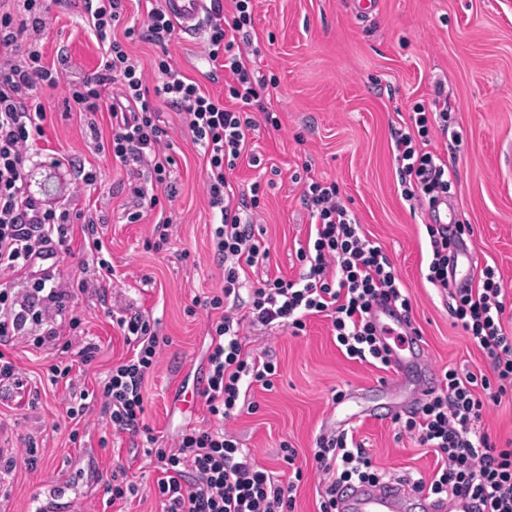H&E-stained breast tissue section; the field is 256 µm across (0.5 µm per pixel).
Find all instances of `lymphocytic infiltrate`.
Segmentation results:
<instances>
[{
  "mask_svg": "<svg viewBox=\"0 0 512 512\" xmlns=\"http://www.w3.org/2000/svg\"><path fill=\"white\" fill-rule=\"evenodd\" d=\"M210 0L205 58L210 79L228 72L223 97L206 93L201 84L176 67L166 50L175 25L161 7L151 6L144 25L124 23L123 0H87L90 27L101 43L102 61L92 75L72 82L68 101L80 112L108 110L112 135L100 151L123 165L147 168L153 185L176 191L170 181L175 159L169 131L162 126L157 101L177 108L193 143L205 161V191L212 210L211 242L224 267L219 293L201 301L208 313L210 344L206 353L204 386L199 395L215 422L214 428H185L176 448L156 447V438L143 422V384L157 366L161 342L155 322L140 312L119 316L116 324L132 344V357L113 366L101 381L103 408L113 429L131 437H145L147 456L155 458L162 476L151 489L162 512H293L303 481L299 452L290 445L280 450L288 481H280L259 466L251 451L223 424L239 414L243 386L274 387L276 367L267 359L248 357L242 350L245 325L285 328L298 336L308 318H327L339 348L349 359L388 369L389 350L371 321L379 299L391 300L403 316L412 302L401 286L398 271L381 246L363 233L354 215L342 204L336 183L308 179L303 201L315 220V232L296 252L302 267L297 278L259 279L244 286L247 268L269 257L263 238L256 235L245 215L258 208L260 183L249 193H236L227 173L247 154L248 136L262 112L265 124L280 129L277 112L263 101L267 87L244 53L253 27V0ZM24 14L0 13V275L24 271L23 292L0 282V381L17 377L16 367L3 352L19 341L41 348L55 344L58 321L70 313V289L56 285L43 263L55 258L70 236L69 212L36 204L26 187V164L43 134L46 114L38 101L44 87L56 84L36 45H23L25 34L45 25V0H23ZM123 28L116 38L115 28ZM143 40L159 47L155 67L160 80L147 87L137 63L128 54L126 40ZM448 104L433 98L415 104L408 123L394 133L402 197L411 203L434 205L447 197L452 179L447 161L430 151L434 134H447ZM429 262L426 280L441 291L448 289V255L457 239L471 232L468 224L447 230L440 224L426 227ZM448 311L468 339L487 359L490 373L443 370L439 388L407 414L393 421L401 434L434 451L441 465L430 480L411 484L418 493L442 500L469 497L481 512H512V438L492 441L477 428L488 403L512 395V329L506 328V303L496 267L484 265L475 284L449 291ZM245 306L242 316L226 314V304ZM321 474L318 512H336L339 489L383 481L385 471L354 433L321 434L313 454Z\"/></svg>",
  "mask_w": 512,
  "mask_h": 512,
  "instance_id": "1",
  "label": "lymphocytic infiltrate"
}]
</instances>
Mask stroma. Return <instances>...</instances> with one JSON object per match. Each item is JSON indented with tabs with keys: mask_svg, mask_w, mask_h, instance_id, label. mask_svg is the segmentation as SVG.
Masks as SVG:
<instances>
[{
	"mask_svg": "<svg viewBox=\"0 0 512 512\" xmlns=\"http://www.w3.org/2000/svg\"><path fill=\"white\" fill-rule=\"evenodd\" d=\"M257 66L268 80L266 99L280 114L281 128L257 126L248 149L260 166L240 162L230 177L241 190L260 182L264 195L249 215L270 248L267 263L247 271L248 282L265 276L294 277L296 251L311 228L302 200V181L336 183L340 198L365 235L396 266L413 305L412 324L421 333L409 349L419 383L443 368L489 372L482 353L455 327L444 296L426 279L431 221L428 206H409L401 197L392 132L408 120L415 103H430L443 88L451 108L453 141L434 136L430 149L453 171L448 207L473 232L464 243L478 264L496 266L512 314V0H372L356 15L346 0H254ZM39 46L45 65L56 68V86L39 101L47 116L39 150L29 167L31 193L73 214L72 234L53 260L56 283L75 288L80 329L58 326L56 347L20 342L9 348L20 381L0 391V454L31 448L37 464L0 477V512H34L50 500V512H162L150 490L161 472L128 434L113 429L100 402L78 419L66 406L98 390L112 367L131 348L114 324L127 310L146 313L166 337L160 363L146 377L145 423L161 448L176 447L185 426L209 427L203 400L191 409L206 348V315L194 299L219 291L224 269L211 247L212 216L205 191L203 159L176 108L158 102L176 160L174 198H160L135 224L127 223L129 182H142L110 154V116L94 118L67 108L70 82L95 72L103 48L91 30L84 0H55ZM168 51L173 63L205 91L220 97L228 74L207 77L203 36L175 32ZM96 171L89 189L77 166ZM93 217L110 270L93 262L83 220ZM170 220L169 240L155 249L159 217ZM244 351L268 355L277 367L273 390L255 387L242 411L227 422L256 462L287 478L279 459L282 444L306 460L294 512H317L321 475L313 460L319 434L355 429L376 463L391 476L430 477L437 457L415 440L398 437L394 414L414 407L413 392L381 390L387 373L348 359L337 346L328 320L310 319L303 335L261 326L246 329ZM95 347L82 365L79 354ZM71 365L68 378L53 380L50 367ZM346 401H332L334 392ZM126 472L137 487L126 504L114 506L107 491L113 475ZM58 498H50V491Z\"/></svg>",
	"mask_w": 512,
	"mask_h": 512,
	"instance_id": "35a3bbf8",
	"label": "stroma"
}]
</instances>
